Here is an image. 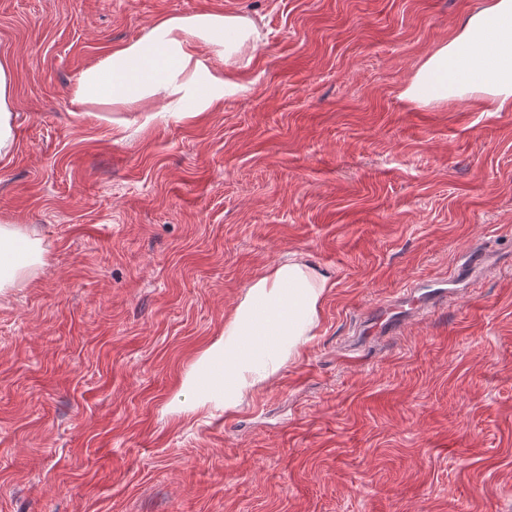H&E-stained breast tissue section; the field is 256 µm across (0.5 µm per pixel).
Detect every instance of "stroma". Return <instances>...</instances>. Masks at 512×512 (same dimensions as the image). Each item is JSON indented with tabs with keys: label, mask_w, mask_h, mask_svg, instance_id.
<instances>
[{
	"label": "stroma",
	"mask_w": 512,
	"mask_h": 512,
	"mask_svg": "<svg viewBox=\"0 0 512 512\" xmlns=\"http://www.w3.org/2000/svg\"><path fill=\"white\" fill-rule=\"evenodd\" d=\"M487 2L0 0V220L46 252L0 296V512H512V111L400 96ZM198 12L257 24L248 94L122 128L72 105ZM290 252L335 283L317 336L238 411L168 414ZM410 286L448 302L361 335ZM13 72L8 62L0 61V159L12 157L17 149L15 131Z\"/></svg>",
	"instance_id": "35a3bbf8"
}]
</instances>
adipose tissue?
<instances>
[{"mask_svg":"<svg viewBox=\"0 0 512 512\" xmlns=\"http://www.w3.org/2000/svg\"><path fill=\"white\" fill-rule=\"evenodd\" d=\"M261 40L256 24L239 14L172 16L87 67L71 102L116 112L139 109L147 124L166 116L195 117L249 92V84L234 78L228 67ZM400 96L418 107L479 96L497 110L511 111L512 0H489L471 12L454 37L423 58ZM16 149L13 72L2 60L0 159ZM43 262L36 234L0 224V293ZM333 286L327 272L297 252L255 277L225 318L223 332L198 355L167 412L237 411L299 356L320 326L324 297Z\"/></svg>","mask_w":512,"mask_h":512,"instance_id":"adipose-tissue-1","label":"adipose tissue"}]
</instances>
